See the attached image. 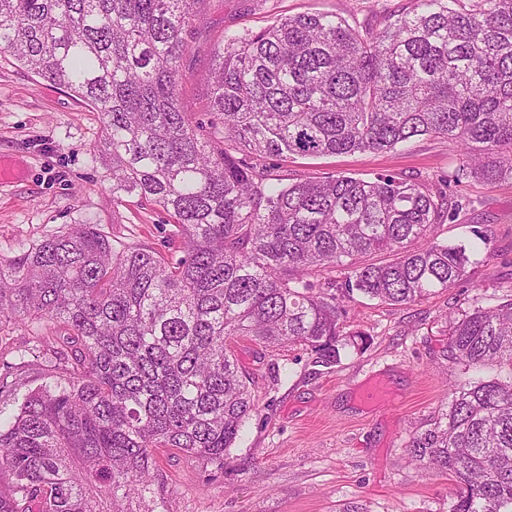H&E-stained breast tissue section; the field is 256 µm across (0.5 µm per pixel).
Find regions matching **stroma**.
I'll use <instances>...</instances> for the list:
<instances>
[{"mask_svg": "<svg viewBox=\"0 0 512 512\" xmlns=\"http://www.w3.org/2000/svg\"><path fill=\"white\" fill-rule=\"evenodd\" d=\"M365 6L366 0H207L181 62L182 107L197 120L210 119L211 53L225 33L256 31L274 15L307 11L360 21ZM0 155L17 170L0 183V258H13L67 224H95L112 242L172 261L182 257L175 226L160 207L135 197L113 201L100 113L6 54L0 55ZM262 165L285 183L339 173L428 181L459 203L454 221L435 226L436 240L486 242L462 278L409 305L342 295L345 273L338 268L314 277L317 290L337 295L347 331L367 339L361 354L342 355L332 367L299 347L270 352L238 341L235 355L250 375L256 410L224 469L158 450L166 512H342L350 504L363 512H450L452 481L410 461L406 446L444 408L448 388L466 379L444 353L450 318L496 305L512 290V181L457 180L456 145L428 137L387 152L267 158ZM374 377L392 395L386 405L360 398Z\"/></svg>", "mask_w": 512, "mask_h": 512, "instance_id": "1", "label": "stroma"}]
</instances>
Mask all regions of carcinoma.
Returning a JSON list of instances; mask_svg holds the SVG:
<instances>
[{
	"instance_id": "carcinoma-1",
	"label": "carcinoma",
	"mask_w": 512,
	"mask_h": 512,
	"mask_svg": "<svg viewBox=\"0 0 512 512\" xmlns=\"http://www.w3.org/2000/svg\"><path fill=\"white\" fill-rule=\"evenodd\" d=\"M203 2L0 0V53L100 112L113 201L161 207L185 252L172 263L77 224L0 258V328L35 333L0 361V398L16 404L0 407V512H161L155 451L222 469L256 410L232 341L304 346L331 366L365 338L311 277L341 268L347 295L403 305L450 287L478 252L434 240L459 205L420 181L282 187L259 159L427 136L457 143V177L512 179V0H411L362 26L276 15L226 33L206 128L179 104ZM447 353L499 373L449 389L408 455L452 478L450 512H512V297L453 320Z\"/></svg>"
}]
</instances>
